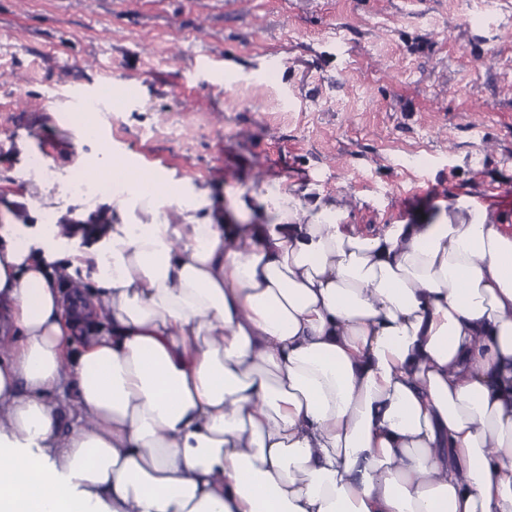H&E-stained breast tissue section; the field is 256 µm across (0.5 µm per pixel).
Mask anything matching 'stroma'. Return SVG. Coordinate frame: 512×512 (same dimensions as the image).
I'll return each mask as SVG.
<instances>
[{"mask_svg": "<svg viewBox=\"0 0 512 512\" xmlns=\"http://www.w3.org/2000/svg\"><path fill=\"white\" fill-rule=\"evenodd\" d=\"M481 3L0 0V224L39 205L85 238L104 213L148 222L68 188L117 152L217 221L230 191L277 182L364 234L473 201L512 227V0ZM95 96L111 108L91 142L67 116Z\"/></svg>", "mask_w": 512, "mask_h": 512, "instance_id": "obj_1", "label": "stroma"}]
</instances>
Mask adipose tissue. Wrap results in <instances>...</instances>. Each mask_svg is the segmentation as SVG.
<instances>
[{
    "label": "adipose tissue",
    "mask_w": 512,
    "mask_h": 512,
    "mask_svg": "<svg viewBox=\"0 0 512 512\" xmlns=\"http://www.w3.org/2000/svg\"><path fill=\"white\" fill-rule=\"evenodd\" d=\"M110 172L152 223L0 225V512H512L511 231Z\"/></svg>",
    "instance_id": "obj_1"
}]
</instances>
